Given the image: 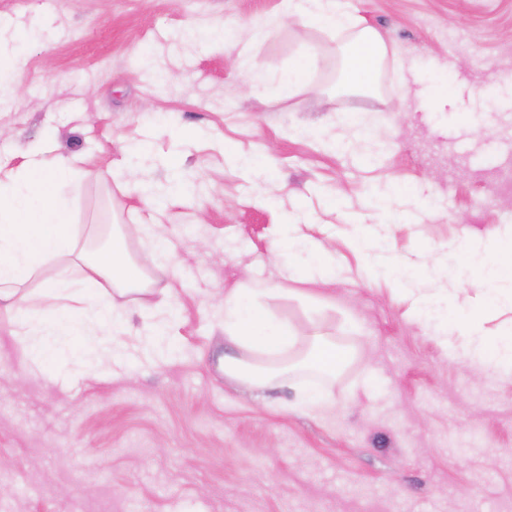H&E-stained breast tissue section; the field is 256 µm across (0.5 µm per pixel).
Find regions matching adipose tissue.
I'll return each instance as SVG.
<instances>
[{
	"label": "adipose tissue",
	"mask_w": 512,
	"mask_h": 512,
	"mask_svg": "<svg viewBox=\"0 0 512 512\" xmlns=\"http://www.w3.org/2000/svg\"><path fill=\"white\" fill-rule=\"evenodd\" d=\"M288 15L299 23L348 34L345 72L364 73L359 88L374 91L371 74L385 54L378 32L363 26L341 0H288ZM76 163V158L50 154L40 142L29 147L25 171H13L0 159V310L10 316L9 335L25 352V373L31 377L64 354L79 363L90 339L104 328L124 334L128 312L108 303L109 293H145L151 284L150 276L117 246L126 235L125 226L113 225L114 244L108 248L75 237L68 190ZM487 248L498 258L483 264L484 276L502 284L487 305L463 320L434 324L422 310L430 300L424 294L415 315L424 330L457 348L468 364L512 377V328L496 336L483 330L492 308H512V229L488 230L470 244L474 252ZM51 263L57 271L48 277L44 269ZM277 291V286L247 278L225 296V336L260 360L247 364L228 355L224 371L258 389L276 385L299 369L314 372L319 380L305 392L303 403L313 410L331 408L326 383L350 362L352 352L337 348L335 337L321 327L304 338L271 322L258 300Z\"/></svg>",
	"instance_id": "ef3b65f1"
}]
</instances>
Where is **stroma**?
<instances>
[{
  "instance_id": "obj_1",
  "label": "stroma",
  "mask_w": 512,
  "mask_h": 512,
  "mask_svg": "<svg viewBox=\"0 0 512 512\" xmlns=\"http://www.w3.org/2000/svg\"><path fill=\"white\" fill-rule=\"evenodd\" d=\"M342 2L386 41L374 93L336 73L346 35L292 24L283 0H0L29 34L0 155L19 167L45 138L77 156L81 238L141 224L178 270L123 239L154 283L123 297L122 342L167 302L166 362L107 373L89 354L29 379L0 316V512H512V379L428 335L404 289L467 315L462 232L512 225V0ZM221 26L233 46L210 39ZM301 61L304 83L278 91ZM127 165L158 201L113 181ZM292 220L341 277L263 303L353 351L329 414L297 406L312 375L261 390L223 369L224 297L288 277L273 247ZM360 224L381 225L389 261L356 245Z\"/></svg>"
}]
</instances>
